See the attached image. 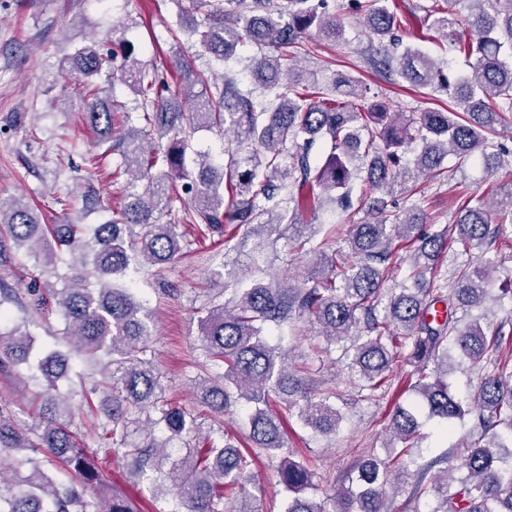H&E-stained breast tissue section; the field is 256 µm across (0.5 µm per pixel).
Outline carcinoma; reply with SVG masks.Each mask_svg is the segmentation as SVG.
<instances>
[{
  "label": "carcinoma",
  "mask_w": 512,
  "mask_h": 512,
  "mask_svg": "<svg viewBox=\"0 0 512 512\" xmlns=\"http://www.w3.org/2000/svg\"><path fill=\"white\" fill-rule=\"evenodd\" d=\"M190 0L179 7V25L219 61L234 57L244 39L257 53L251 70L259 90H242L235 77L215 78L195 67L181 52L173 57L170 84L155 65L123 59L130 87L141 97L138 107L148 130L122 138L121 162L112 178L131 175L147 180L144 191H129L112 219L87 236L82 224H42L28 205L0 200V228L15 246L44 256L51 263V243L80 256L69 288L40 287V275L29 273L28 305L38 311L58 305L74 351L89 359L109 357L92 392L103 393L99 426L104 453L126 468V478L148 482L152 492L170 496L167 512H257L245 490L255 458L263 454L276 464L279 484L288 493L284 512H393L394 500L410 487L404 505L422 499L436 502L430 512H512V363L500 356L504 324L482 327L484 315H473L489 300L487 285L498 264L491 246L499 247L497 223H512V187L495 191L492 203L457 185L448 186L456 206L446 231L424 229V213L413 203L402 215L381 198H355L352 184L360 173L373 190L409 192L408 184L438 179L452 156L460 167L479 159L486 168L502 164L488 152L491 138L512 125V0H432L426 40L446 42L474 60L464 77L419 47L403 43L401 21L388 0H356L365 28L380 42L396 48L372 60L377 70L394 73L416 89L449 98L444 110L422 112L414 119L388 112L380 100H369L370 88L341 72L317 79L295 68L309 53L304 39L315 29L323 41L343 39L344 21L329 14L325 0ZM204 11L206 20L195 15ZM245 26L237 27L238 20ZM466 25L476 34L463 37ZM116 59L84 47L70 58L83 75H97ZM87 125L106 143L114 129L130 119L127 105L102 94L94 84L82 86ZM221 128L234 134L225 140L227 160L215 163L195 153L196 172L187 168V150L200 129ZM319 141L330 142L321 160L311 157ZM286 190L292 209L279 208ZM336 204L351 220L345 244L328 254L312 238H287L291 248L317 256L318 271L302 285L275 278L234 289L232 304L197 308L199 342L206 376L198 390L202 406L219 423L242 406L249 425L250 450L228 440L202 435L198 415L165 396L163 373L149 358L153 349L151 315L146 303L123 283L131 264L160 273L191 247L215 235L224 243L243 228L255 236L249 268L263 271L271 236L283 224H294L307 210ZM399 249L408 253L409 272L401 288L383 291L384 272ZM469 260L438 270L445 250ZM446 314L439 317L436 306ZM297 320L319 326V333L342 344L347 369L362 390L375 392L387 382L399 350L410 348L418 400L395 402L388 431L393 452H372L356 467L349 485L318 491L309 466L291 457L284 443V418L297 412L305 425L325 437L336 434L342 417L329 399L306 401L308 367L289 366L283 336L271 335ZM32 338L19 328L0 336V355L14 365L30 361ZM458 357L476 367L494 363L481 377L475 405L463 404L448 384V359ZM435 363L428 370L429 363ZM68 355L48 352L37 362L46 382L40 406L41 425L21 428L10 408L0 404V451L41 452L55 458L84 485H101L105 472L95 455L78 446L69 429V411L58 394ZM278 407L273 412L270 404ZM477 414L489 432L503 425L509 432L479 436L456 449L455 464L439 455L417 464L421 418L436 421L449 434L465 416ZM178 446L174 458L168 449ZM27 474L8 482L0 477V512H134L132 503L115 496L103 509L72 487L57 485L35 457H26Z\"/></svg>",
  "instance_id": "1"
}]
</instances>
